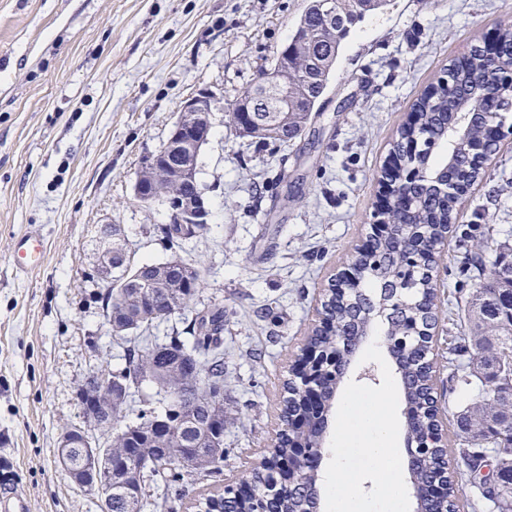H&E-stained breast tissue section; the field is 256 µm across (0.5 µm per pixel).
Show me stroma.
<instances>
[{"mask_svg": "<svg viewBox=\"0 0 512 512\" xmlns=\"http://www.w3.org/2000/svg\"><path fill=\"white\" fill-rule=\"evenodd\" d=\"M308 0H0V496L28 512H102L71 481L58 441L83 424L77 392L101 364H125L94 280L103 225L138 262L172 253L150 235L164 209L133 199L142 159L166 142L183 102L209 89L213 133L199 157L208 230L183 251L204 271L202 305L224 306L221 472L184 476L174 512L236 485L280 424L282 383L328 279L375 220L374 177L411 104L483 33L512 25V0H391L347 39L301 139L257 144L225 115L287 44ZM38 227L41 267L23 275L13 238ZM512 242V144L471 188L437 275L432 351L452 357L475 282L464 253ZM389 360L360 353L340 384L385 392Z\"/></svg>", "mask_w": 512, "mask_h": 512, "instance_id": "stroma-1", "label": "stroma"}]
</instances>
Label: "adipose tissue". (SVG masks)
<instances>
[{
    "label": "adipose tissue",
    "instance_id": "obj_1",
    "mask_svg": "<svg viewBox=\"0 0 512 512\" xmlns=\"http://www.w3.org/2000/svg\"><path fill=\"white\" fill-rule=\"evenodd\" d=\"M338 434L329 455L332 464L324 473L331 512H406L407 499L400 479V451L395 446L394 422L384 402L372 397L345 394L339 401ZM356 438L364 464L374 477V493L360 500L345 442Z\"/></svg>",
    "mask_w": 512,
    "mask_h": 512
}]
</instances>
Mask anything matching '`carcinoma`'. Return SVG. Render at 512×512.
I'll return each mask as SVG.
<instances>
[{
	"instance_id": "cac0c4a2",
	"label": "carcinoma",
	"mask_w": 512,
	"mask_h": 512,
	"mask_svg": "<svg viewBox=\"0 0 512 512\" xmlns=\"http://www.w3.org/2000/svg\"><path fill=\"white\" fill-rule=\"evenodd\" d=\"M329 2L333 17L308 11L304 15L307 37L291 38L288 57L275 59L262 73L276 87L266 104L258 107L261 120L243 116L235 103L227 108L229 122L256 142L287 145L301 136L352 29L378 6L374 0ZM510 72L511 31L501 35L494 53L474 46L456 59L444 72L451 90L444 89L436 97L424 94L412 105V117L399 128L392 152L403 158L410 155L408 145L414 144L416 158L431 156L425 173L410 182L402 179L399 168L391 173L399 198L389 202L384 219L393 225L394 236L377 239L370 254L352 255L358 281L342 294L326 292L324 310L333 331L319 334L313 330L308 336L315 345L336 350L341 357L337 368L308 371L318 382L319 398L325 401L336 394L348 358L361 342L377 332L385 336L399 374L407 440L416 452L414 483L421 490L448 479V501L422 495L417 502L420 512H459L455 477L445 475L446 454L435 447L436 423L429 409L430 349L425 339L415 335V329L438 319L436 287L428 274L430 245L458 217L455 196L445 190L437 175L446 168L452 177L464 173L473 181L480 177L468 141L448 142V122L458 113L477 135L489 113L511 112L512 85L505 81ZM206 231L205 224H195L191 230L176 224L152 228L169 250L182 248ZM419 232L427 246L416 251L413 243ZM465 264L477 284L465 301L467 324L458 337L467 360L448 359L449 376L468 394L453 436L459 458L489 512H512V244L503 245L491 263L479 250L467 254ZM203 287V274L187 273L182 260L173 257L162 263L136 264L126 241L112 238V295L118 302L110 303L112 295L103 297L106 319L112 322L113 336L132 346L127 349L124 368L100 367L97 372L122 379L131 391L145 381L154 384L164 398V408L142 412L138 424L118 429L111 444L102 448L116 460L112 495L95 493L104 504L103 512H146L150 505L167 508L171 472L180 466L182 448L196 449L205 458L209 473L224 461V442L214 440L212 425L217 419L227 421V411L207 401L208 394L224 388V308H195ZM185 312L191 314L187 326L166 343L134 335ZM284 390L282 420L303 416L305 431L283 435L276 452L288 456V440L302 437L313 454L322 453L327 431L324 418L305 414L299 379L286 380ZM157 418L173 423V440L165 445L149 430ZM133 471L140 474L144 490L130 499L124 496L122 485L131 482L127 475ZM272 480L270 471L257 472L249 497L242 499L228 488L211 501L218 503L221 512H311L315 508L319 477L303 469L291 470L288 485L276 489L270 486Z\"/></svg>"
}]
</instances>
